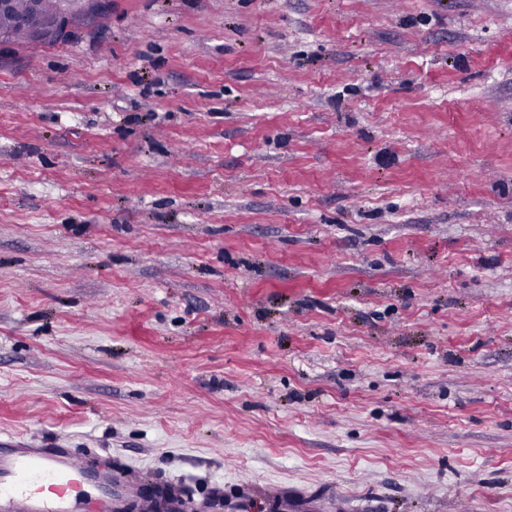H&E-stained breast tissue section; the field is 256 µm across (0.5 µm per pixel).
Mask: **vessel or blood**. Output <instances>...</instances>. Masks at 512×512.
I'll use <instances>...</instances> for the list:
<instances>
[{
  "mask_svg": "<svg viewBox=\"0 0 512 512\" xmlns=\"http://www.w3.org/2000/svg\"><path fill=\"white\" fill-rule=\"evenodd\" d=\"M169 499L176 512H192L176 484L155 489L136 470L91 464L69 448L0 439V512H123L127 502Z\"/></svg>",
  "mask_w": 512,
  "mask_h": 512,
  "instance_id": "1",
  "label": "vessel or blood"
}]
</instances>
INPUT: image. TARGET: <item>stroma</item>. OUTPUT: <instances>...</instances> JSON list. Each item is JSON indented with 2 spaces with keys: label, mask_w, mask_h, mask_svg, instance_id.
I'll list each match as a JSON object with an SVG mask.
<instances>
[{
  "label": "stroma",
  "mask_w": 512,
  "mask_h": 512,
  "mask_svg": "<svg viewBox=\"0 0 512 512\" xmlns=\"http://www.w3.org/2000/svg\"><path fill=\"white\" fill-rule=\"evenodd\" d=\"M0 436L197 512H512V0L0 39Z\"/></svg>",
  "instance_id": "35a3bbf8"
}]
</instances>
